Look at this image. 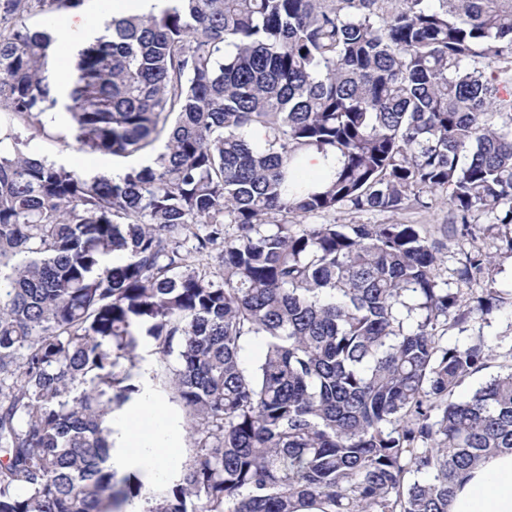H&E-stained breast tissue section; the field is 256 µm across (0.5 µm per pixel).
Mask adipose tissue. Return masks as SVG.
Segmentation results:
<instances>
[{
  "label": "adipose tissue",
  "mask_w": 512,
  "mask_h": 512,
  "mask_svg": "<svg viewBox=\"0 0 512 512\" xmlns=\"http://www.w3.org/2000/svg\"><path fill=\"white\" fill-rule=\"evenodd\" d=\"M176 428L175 417L165 415L158 395L143 390L137 406L112 424L109 466L119 473L158 468L174 452L167 433ZM448 512H512V454L488 457L463 473Z\"/></svg>",
  "instance_id": "ef3b65f1"
}]
</instances>
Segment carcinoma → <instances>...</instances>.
Listing matches in <instances>:
<instances>
[{
	"instance_id": "1",
	"label": "carcinoma",
	"mask_w": 512,
	"mask_h": 512,
	"mask_svg": "<svg viewBox=\"0 0 512 512\" xmlns=\"http://www.w3.org/2000/svg\"><path fill=\"white\" fill-rule=\"evenodd\" d=\"M84 2L0 0V512H448L461 472L512 454V369L455 400L492 347L443 341L512 306L494 257L456 269L487 279L466 298L417 224L293 218L439 195L452 232L485 213L512 254V0H161L53 86ZM61 109L77 149L146 160L29 154ZM309 150L336 159L319 188ZM143 336L194 451L158 492L106 466Z\"/></svg>"
}]
</instances>
